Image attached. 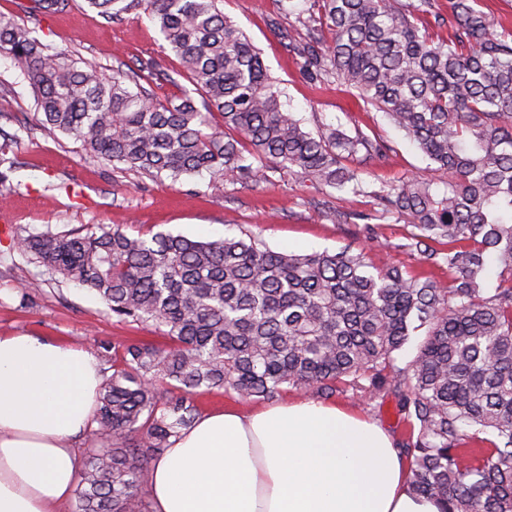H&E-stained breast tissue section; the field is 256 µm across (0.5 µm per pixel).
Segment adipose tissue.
<instances>
[{
	"label": "adipose tissue",
	"instance_id": "ef3b65f1",
	"mask_svg": "<svg viewBox=\"0 0 512 512\" xmlns=\"http://www.w3.org/2000/svg\"><path fill=\"white\" fill-rule=\"evenodd\" d=\"M101 387L93 353L0 336V512H60ZM379 424L298 400L201 414L150 465L151 512H443Z\"/></svg>",
	"mask_w": 512,
	"mask_h": 512
}]
</instances>
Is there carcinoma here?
Here are the masks:
<instances>
[{
    "instance_id": "obj_1",
    "label": "carcinoma",
    "mask_w": 512,
    "mask_h": 512,
    "mask_svg": "<svg viewBox=\"0 0 512 512\" xmlns=\"http://www.w3.org/2000/svg\"><path fill=\"white\" fill-rule=\"evenodd\" d=\"M102 15L144 11L191 88L165 102L0 14V51L21 66L39 123L82 142L122 173L175 183L229 172L252 180L293 169L315 184L361 191L344 160L389 146L331 125L312 133L288 110L260 50L221 0H87ZM430 0H318L306 29L283 33L310 81L362 101L448 173L411 176L377 198L408 219L403 247L444 279L363 250L275 251L249 232L203 241L110 224L26 229L15 248L48 275L86 286L112 318L154 327L166 347L116 342L93 417L74 512H151L148 461L200 415L197 396L263 401L290 389L330 398L369 389L395 402L410 489L445 512H512V28L451 0L448 38L419 27ZM202 106H197L196 98ZM507 270L481 288L491 258ZM425 330L412 360L398 355Z\"/></svg>"
}]
</instances>
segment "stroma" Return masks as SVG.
<instances>
[{"mask_svg":"<svg viewBox=\"0 0 512 512\" xmlns=\"http://www.w3.org/2000/svg\"><path fill=\"white\" fill-rule=\"evenodd\" d=\"M220 8L261 50L283 101L306 130L331 124L350 135L374 133L389 145L388 156L358 155L354 165L364 186L360 194L319 187L289 169L269 172L259 181L229 173L218 187L200 177L174 183L117 173L111 165L86 157L79 141L38 125L21 68L0 53V185L9 191L0 202V336L28 334L78 345L99 357L107 377L112 361L104 357L103 344L118 339L163 342L149 328L116 322L95 292L73 283L49 280L38 294L24 297L21 283L40 269L13 249L10 237L21 228L49 225L68 231L112 224L134 236L171 231L199 240L245 230L274 250L335 252L349 246L366 250L375 260L420 269L417 255L403 247L405 218L383 213L374 193L382 182L411 175L439 179L433 164L383 113L364 107L355 90L313 84L304 77L302 58L267 24L279 12L277 0H222ZM0 11L14 13L43 43L70 49L106 70L119 63L153 61L156 76L140 85L158 99L179 96L188 86L177 58L146 15L130 13L110 22L87 0H68L51 14L35 11L33 0H0ZM363 224L372 226L371 237L359 234ZM333 401L369 416L401 439L403 426L394 403L376 407L366 392L353 389Z\"/></svg>","mask_w":512,"mask_h":512,"instance_id":"35a3bbf8","label":"stroma"}]
</instances>
